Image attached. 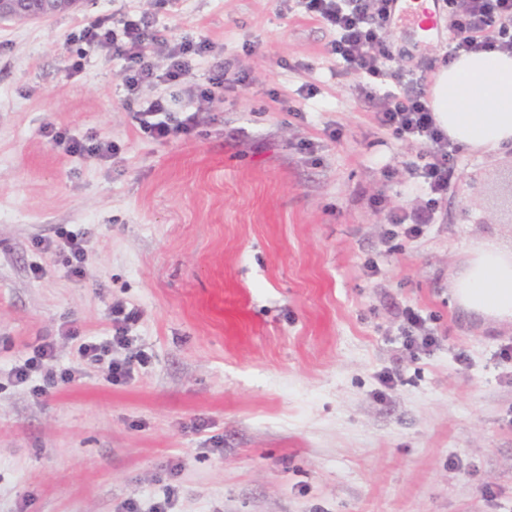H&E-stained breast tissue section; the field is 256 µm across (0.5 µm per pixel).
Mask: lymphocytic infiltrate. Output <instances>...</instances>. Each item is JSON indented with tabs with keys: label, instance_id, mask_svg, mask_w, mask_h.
Wrapping results in <instances>:
<instances>
[{
	"label": "lymphocytic infiltrate",
	"instance_id": "f902f5d3",
	"mask_svg": "<svg viewBox=\"0 0 512 512\" xmlns=\"http://www.w3.org/2000/svg\"><path fill=\"white\" fill-rule=\"evenodd\" d=\"M305 14L329 30L330 52L345 72L362 77L361 93L373 100L380 127L401 139L418 143L420 161L409 173L419 179L424 199L415 208L389 210L390 233L406 238L422 233L434 223L455 167L457 146L434 120L423 81L412 74L390 72L391 52L387 33L393 24V0H293ZM448 29L452 34L449 58L463 53L495 49L512 55V0H448ZM79 39L93 49H109L124 60L120 78L131 107L132 118L148 137L162 140L174 134H190L208 111L214 98L211 88L193 83L194 59L209 52L206 41H171L155 33L143 15H126L121 29L107 27L103 20L86 23ZM163 49L165 66L155 61L156 49ZM170 87V97H144L150 86ZM189 105L174 112L171 105L181 99ZM138 308L117 304L112 308V331L104 337L82 338L76 363L61 369L59 379L72 381L80 364L105 369L109 380L122 382L132 377L144 356L131 352L129 333L140 319Z\"/></svg>",
	"mask_w": 512,
	"mask_h": 512
}]
</instances>
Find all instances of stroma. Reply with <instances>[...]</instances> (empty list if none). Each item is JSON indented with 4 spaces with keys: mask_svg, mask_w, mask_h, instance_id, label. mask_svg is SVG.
<instances>
[{
    "mask_svg": "<svg viewBox=\"0 0 512 512\" xmlns=\"http://www.w3.org/2000/svg\"><path fill=\"white\" fill-rule=\"evenodd\" d=\"M434 8L432 38L391 30L392 69L441 59ZM130 11L211 43L193 82L229 64L252 84L192 135L149 138L121 60L77 38ZM330 39L284 0H77L0 23V512H119L170 484L175 512H512V323L453 294L478 243L512 248V149L459 148L435 223L389 237L386 210L423 198L406 170L421 147L377 124ZM48 124L116 149L69 156ZM69 231L80 280L39 247ZM118 302L141 312L131 380L88 368L45 397L16 382L37 345L55 342L59 369L70 331L108 335ZM407 307L433 351L404 348ZM63 250L69 254L66 260V274L69 277L82 279L85 274V263L87 260L84 238L75 234L65 235Z\"/></svg>",
    "mask_w": 512,
    "mask_h": 512,
    "instance_id": "obj_1",
    "label": "stroma"
}]
</instances>
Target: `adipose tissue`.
I'll return each instance as SVG.
<instances>
[{"instance_id": "1", "label": "adipose tissue", "mask_w": 512, "mask_h": 512, "mask_svg": "<svg viewBox=\"0 0 512 512\" xmlns=\"http://www.w3.org/2000/svg\"><path fill=\"white\" fill-rule=\"evenodd\" d=\"M431 106L439 127L464 148L512 145V55L481 51L440 67L433 75ZM453 290L463 309L512 321V253L482 244Z\"/></svg>"}]
</instances>
